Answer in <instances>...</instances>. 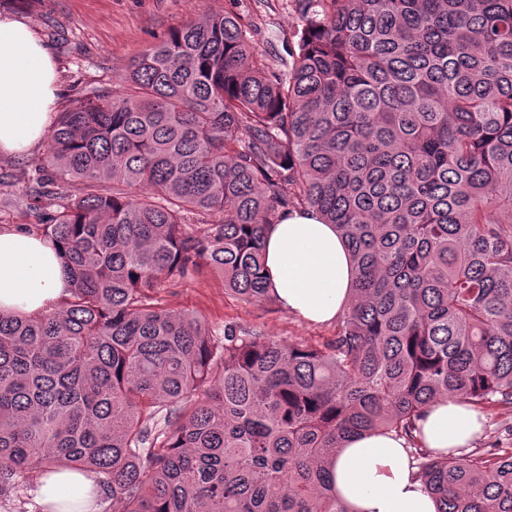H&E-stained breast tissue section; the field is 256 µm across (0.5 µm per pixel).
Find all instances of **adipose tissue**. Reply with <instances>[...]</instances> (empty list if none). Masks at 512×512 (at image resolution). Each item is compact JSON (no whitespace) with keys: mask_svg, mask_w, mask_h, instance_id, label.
Masks as SVG:
<instances>
[{"mask_svg":"<svg viewBox=\"0 0 512 512\" xmlns=\"http://www.w3.org/2000/svg\"><path fill=\"white\" fill-rule=\"evenodd\" d=\"M56 62L32 24L0 14V154L22 155L42 144L57 115ZM271 292L280 306L312 323L336 319L353 296L354 265L335 225L309 211L291 213L264 239ZM69 279L55 246L12 229L0 230V313L39 315L55 309ZM424 445L467 448L480 434L475 410L455 397L422 411ZM336 496L347 512H437L436 499L410 465L395 434L349 437L331 463ZM92 471L38 477L30 495L52 512H102Z\"/></svg>","mask_w":512,"mask_h":512,"instance_id":"ef3b65f1","label":"adipose tissue"}]
</instances>
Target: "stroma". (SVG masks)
Here are the masks:
<instances>
[{
    "label": "stroma",
    "instance_id": "obj_1",
    "mask_svg": "<svg viewBox=\"0 0 512 512\" xmlns=\"http://www.w3.org/2000/svg\"><path fill=\"white\" fill-rule=\"evenodd\" d=\"M224 12L241 17L265 66L281 71L304 23L298 0H0L1 14L29 21L54 52L63 112L99 91L120 94L132 61L171 27ZM45 153L40 145L22 156L0 154V228L34 227L52 210L51 201L32 190L34 169ZM159 295L167 308L196 313L218 332L233 322L302 345L336 332L335 323L305 321L274 302H243L207 269L167 284Z\"/></svg>",
    "mask_w": 512,
    "mask_h": 512
}]
</instances>
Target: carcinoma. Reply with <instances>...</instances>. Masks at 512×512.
Masks as SVG:
<instances>
[{
  "label": "carcinoma",
  "mask_w": 512,
  "mask_h": 512,
  "mask_svg": "<svg viewBox=\"0 0 512 512\" xmlns=\"http://www.w3.org/2000/svg\"><path fill=\"white\" fill-rule=\"evenodd\" d=\"M299 2L286 74L215 14L58 117L37 229L70 289L0 313L1 498L88 468L125 512H345L332 458L393 432L438 512H512V448L437 452L418 425L445 397L512 408V0ZM293 208L354 257L335 335L220 345L163 305L203 266L274 300L263 240Z\"/></svg>",
  "instance_id": "carcinoma-1"
}]
</instances>
